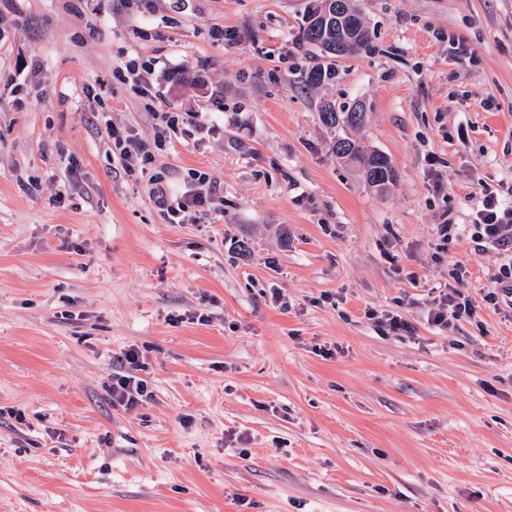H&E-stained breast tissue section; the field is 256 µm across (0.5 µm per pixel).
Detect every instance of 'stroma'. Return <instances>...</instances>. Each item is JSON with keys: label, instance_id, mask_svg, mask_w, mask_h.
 Wrapping results in <instances>:
<instances>
[{"label": "stroma", "instance_id": "35a3bbf8", "mask_svg": "<svg viewBox=\"0 0 512 512\" xmlns=\"http://www.w3.org/2000/svg\"><path fill=\"white\" fill-rule=\"evenodd\" d=\"M310 2L0 0V512H512V303L470 201L512 187V0H355L370 48L333 63L297 40ZM136 56L184 122L118 80ZM325 102L364 112L384 194ZM112 129L164 137L145 178ZM197 170L211 212L172 223L148 179ZM453 286L477 316L434 327ZM336 158L357 167L365 182L376 192H384L396 177L391 160L377 150H365L347 135L340 136L333 145ZM494 279V282L500 285V287L492 288L491 291H488L485 294L484 300L496 306L499 304L501 294L502 296H510V302L512 303V256L502 264L499 269V275ZM112 406L115 409L130 411L150 399L151 393L143 379L133 375L116 373L109 387Z\"/></svg>", "mask_w": 512, "mask_h": 512}]
</instances>
